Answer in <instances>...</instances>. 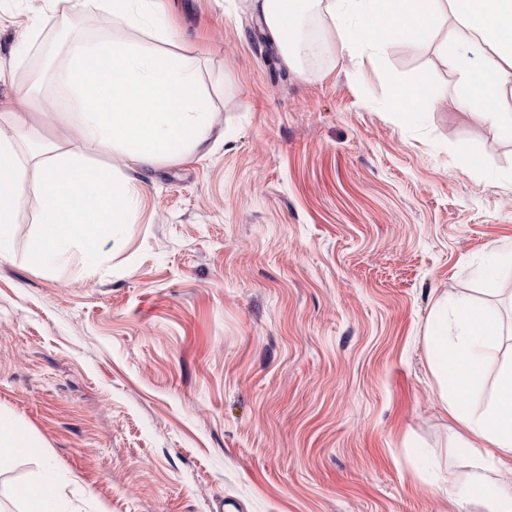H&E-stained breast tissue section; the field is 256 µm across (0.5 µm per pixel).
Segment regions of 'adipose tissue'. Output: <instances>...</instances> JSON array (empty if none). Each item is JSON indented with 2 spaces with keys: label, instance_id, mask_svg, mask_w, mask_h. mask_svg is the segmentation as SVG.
Wrapping results in <instances>:
<instances>
[{
  "label": "adipose tissue",
  "instance_id": "adipose-tissue-1",
  "mask_svg": "<svg viewBox=\"0 0 512 512\" xmlns=\"http://www.w3.org/2000/svg\"><path fill=\"white\" fill-rule=\"evenodd\" d=\"M261 30L279 48L283 63L298 66L304 37L298 20L316 10L323 31L340 41L341 52L362 69L366 60L394 45L439 41L453 74L445 94L464 111L478 113L512 138V111L501 90L512 83V0H248ZM67 10L91 12L116 36L75 41L67 66L56 75L58 111L44 113L28 92L0 97V258L9 255L22 208L34 212L28 244L31 264L67 262L79 254L85 274H94L101 244L129 223L138 198L133 172L210 156L214 107L199 73L200 59L182 50L165 0H64ZM450 9L460 32L440 34L442 9ZM389 110L403 124L420 120L419 103L428 78L400 82L392 73ZM77 126L85 143L119 152L123 168L91 166L80 149L63 139L35 137V119ZM503 327L483 309L447 296L435 299L425 347L439 399L466 435L461 449L482 463L512 459V361L501 365L485 406L475 398L488 354L499 346ZM461 500L512 512V486L481 478L459 485ZM65 485L51 471L18 485L24 512H79Z\"/></svg>",
  "mask_w": 512,
  "mask_h": 512
}]
</instances>
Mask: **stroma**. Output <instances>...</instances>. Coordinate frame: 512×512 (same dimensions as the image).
<instances>
[{
  "mask_svg": "<svg viewBox=\"0 0 512 512\" xmlns=\"http://www.w3.org/2000/svg\"><path fill=\"white\" fill-rule=\"evenodd\" d=\"M35 5L54 0H0V94L35 89L50 112L71 40L112 31L68 14L15 55ZM171 20L217 147L139 173L94 275L33 266L20 216L0 259V409L43 450L0 461V512L46 464L82 512H484L421 469L471 470L423 336L442 293L512 328V140L440 99L436 43L357 77L329 38L284 67L244 0H174ZM386 71L428 74L422 122L389 112Z\"/></svg>",
  "mask_w": 512,
  "mask_h": 512,
  "instance_id": "obj_1",
  "label": "stroma"
}]
</instances>
